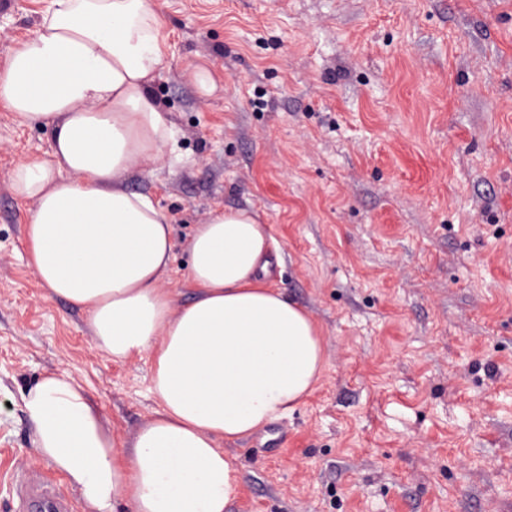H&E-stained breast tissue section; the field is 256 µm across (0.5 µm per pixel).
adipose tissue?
<instances>
[{
    "label": "adipose tissue",
    "instance_id": "ef3b65f1",
    "mask_svg": "<svg viewBox=\"0 0 512 512\" xmlns=\"http://www.w3.org/2000/svg\"><path fill=\"white\" fill-rule=\"evenodd\" d=\"M33 37L0 72V103L50 128L49 158L15 165L34 202L26 238L49 297L86 314L96 345L154 356L158 407L128 448L70 376L23 389L33 445L90 512H225L241 475L223 445L303 405L326 362L307 310L272 285L280 249L259 213L227 208L188 246L192 298L164 283L172 224L134 173L159 162L176 131L153 95L169 67L156 0H45Z\"/></svg>",
    "mask_w": 512,
    "mask_h": 512
}]
</instances>
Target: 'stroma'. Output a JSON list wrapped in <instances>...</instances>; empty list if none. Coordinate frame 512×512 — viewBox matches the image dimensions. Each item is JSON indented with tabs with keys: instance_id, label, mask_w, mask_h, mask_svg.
Wrapping results in <instances>:
<instances>
[{
	"instance_id": "1",
	"label": "stroma",
	"mask_w": 512,
	"mask_h": 512,
	"mask_svg": "<svg viewBox=\"0 0 512 512\" xmlns=\"http://www.w3.org/2000/svg\"><path fill=\"white\" fill-rule=\"evenodd\" d=\"M172 152L126 186L173 218L177 302L213 210L265 215L274 282L317 322L305 404L229 444L226 512H512V0H157ZM43 0H0V71ZM210 73L202 91L193 72ZM51 134L0 104V512L36 468L20 391L66 372L117 442L152 417V354L113 361L49 299L11 189Z\"/></svg>"
}]
</instances>
